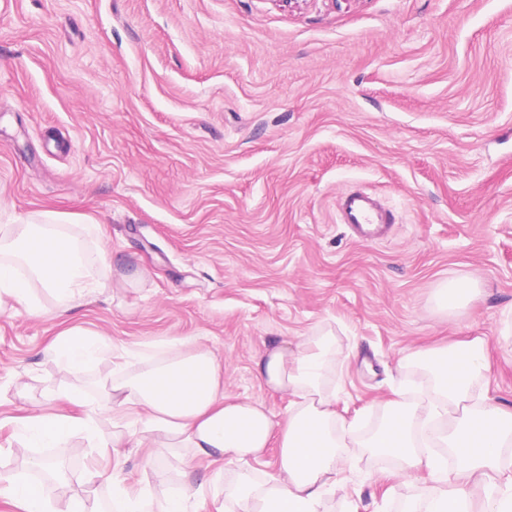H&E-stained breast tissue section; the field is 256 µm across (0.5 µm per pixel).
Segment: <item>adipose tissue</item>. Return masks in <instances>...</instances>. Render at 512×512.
Wrapping results in <instances>:
<instances>
[{"label":"adipose tissue","instance_id":"obj_1","mask_svg":"<svg viewBox=\"0 0 512 512\" xmlns=\"http://www.w3.org/2000/svg\"><path fill=\"white\" fill-rule=\"evenodd\" d=\"M96 233L93 224L1 226L0 312L14 301L31 314H43L45 293L56 309L81 307L105 275L101 258L83 245ZM45 352L72 375L114 360L111 378L97 383L112 404V433L100 436L98 413L81 388L60 391L57 412L14 420L27 447L55 451L51 465L29 459L34 474L55 473L77 434L98 456L117 454L127 445L124 420L131 413L141 423L140 444L187 462L238 463L224 499L239 512H321L326 495L346 490L336 459L340 448L354 441L355 428L337 415L336 394L324 384L326 369L336 362L332 332L293 348L283 342L260 356L261 384L290 397L278 421L260 403L225 395L222 369L202 344L140 353L143 367L130 371L123 364L125 349L73 326L55 336ZM412 363L428 373L429 390L417 401L391 400L379 426L364 438L365 448L397 459L403 475H430L423 510L408 512H512V409L472 397L473 384L489 371L483 338L458 340L417 355ZM272 445L278 448V469L257 477L248 464ZM434 446L449 449L455 467L432 455ZM0 497L17 512H105L98 497L88 493L51 501L35 478L1 485Z\"/></svg>","mask_w":512,"mask_h":512}]
</instances>
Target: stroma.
<instances>
[{"mask_svg": "<svg viewBox=\"0 0 512 512\" xmlns=\"http://www.w3.org/2000/svg\"><path fill=\"white\" fill-rule=\"evenodd\" d=\"M395 214L383 240L339 220L345 192ZM49 212L102 226L96 300L66 315L0 313V474L29 478L10 423L69 384L44 355L78 325L142 350L199 341L226 395L282 418L255 361L333 330L336 410L371 430L383 404L427 389L401 360L464 336L488 346L489 381L512 407V0H0V225ZM452 278L478 292L442 312ZM111 502L207 480L189 512H215L206 462L148 449L101 461L71 441L65 484L88 470ZM339 468L350 503L406 512L424 485L353 443Z\"/></svg>", "mask_w": 512, "mask_h": 512, "instance_id": "stroma-1", "label": "stroma"}]
</instances>
